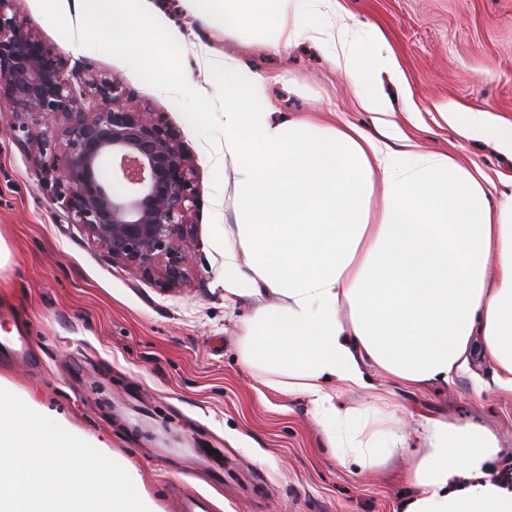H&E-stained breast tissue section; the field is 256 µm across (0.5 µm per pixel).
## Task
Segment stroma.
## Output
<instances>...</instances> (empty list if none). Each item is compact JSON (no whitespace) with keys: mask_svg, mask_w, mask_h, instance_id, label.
I'll return each mask as SVG.
<instances>
[{"mask_svg":"<svg viewBox=\"0 0 512 512\" xmlns=\"http://www.w3.org/2000/svg\"><path fill=\"white\" fill-rule=\"evenodd\" d=\"M341 14L300 0L302 35L278 50L254 39L195 27L193 43L229 53L264 79L266 93L291 115L312 114L366 130L375 123L334 67L333 43L314 30L344 17L365 50L376 35L392 47L401 81L382 75L396 122L416 150L445 154L483 176L493 193L512 180V158L493 145L465 141L441 107L490 111L512 120V0H340ZM28 28L61 55L119 79L144 109L179 136L194 169L196 207L189 248L195 262L180 286H165L111 259L71 224L46 183L35 151L16 141L12 109L0 105V336L25 332L27 359L0 351V385L33 400L45 416L104 445V455L135 472L156 512H169L171 485L207 493L216 512H396L407 491L406 463L362 472L326 445L303 396L264 384L240 355L252 314L248 302L224 304V227L233 223L234 173L217 163L224 143L222 105L190 121L195 98L165 93L146 76L155 46L139 55L76 44L73 0H18ZM471 375L453 385L405 393L389 384L344 392L342 405L389 414L413 435L415 413L469 420L501 441L498 464L512 470V397L476 392Z\"/></svg>","mask_w":512,"mask_h":512,"instance_id":"stroma-1","label":"stroma"}]
</instances>
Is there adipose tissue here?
<instances>
[{"instance_id":"adipose-tissue-1","label":"adipose tissue","mask_w":512,"mask_h":512,"mask_svg":"<svg viewBox=\"0 0 512 512\" xmlns=\"http://www.w3.org/2000/svg\"><path fill=\"white\" fill-rule=\"evenodd\" d=\"M76 31L112 17L105 45L140 54L161 37L162 63L147 75L167 86L189 44L151 0H75ZM299 0H182L212 31L270 30L299 36L288 20ZM336 45L333 63L353 78L368 112H388L381 74L399 77L386 42L360 54L346 24L316 31ZM203 82L180 94L222 103L224 161L235 173L234 225L224 230V298H250L242 338L251 367L281 375L278 387L304 395L341 460L372 469L405 441L395 418L340 409L339 391L372 388L381 377L407 391L449 385L473 358L492 370L474 378L512 396V196L491 204L484 181L444 155L396 149L345 122L279 113L260 75L229 54L197 49ZM463 138L493 142L512 156V122L447 107ZM378 210H371V198ZM401 512H512V483L495 476L499 442L468 421L424 416Z\"/></svg>"}]
</instances>
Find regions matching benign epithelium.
Listing matches in <instances>:
<instances>
[{
    "label": "benign epithelium",
    "mask_w": 512,
    "mask_h": 512,
    "mask_svg": "<svg viewBox=\"0 0 512 512\" xmlns=\"http://www.w3.org/2000/svg\"><path fill=\"white\" fill-rule=\"evenodd\" d=\"M15 2L0 0V103L12 107L21 144L46 158L71 223L112 263L180 283L193 264L187 239L196 196L178 135L134 106L118 79L67 69ZM106 157L110 183L98 175Z\"/></svg>",
    "instance_id": "benign-epithelium-1"
}]
</instances>
